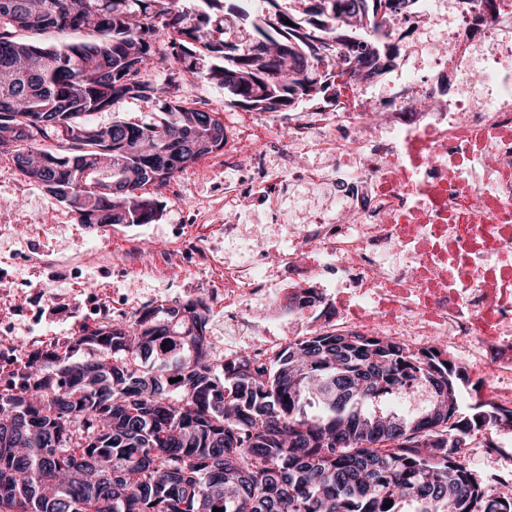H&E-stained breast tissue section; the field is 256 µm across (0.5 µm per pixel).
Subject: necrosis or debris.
<instances>
[{
  "mask_svg": "<svg viewBox=\"0 0 512 512\" xmlns=\"http://www.w3.org/2000/svg\"><path fill=\"white\" fill-rule=\"evenodd\" d=\"M389 27L413 39L385 96L356 82L262 123L254 150L224 157L242 170L224 211L275 215L299 187L302 221L272 258L288 263L296 337L448 342L468 351L479 396L512 409V0H417ZM272 274L225 269V300L266 294Z\"/></svg>",
  "mask_w": 512,
  "mask_h": 512,
  "instance_id": "1",
  "label": "necrosis or debris"
}]
</instances>
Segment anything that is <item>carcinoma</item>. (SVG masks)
I'll return each mask as SVG.
<instances>
[{
    "label": "carcinoma",
    "mask_w": 512,
    "mask_h": 512,
    "mask_svg": "<svg viewBox=\"0 0 512 512\" xmlns=\"http://www.w3.org/2000/svg\"><path fill=\"white\" fill-rule=\"evenodd\" d=\"M0 0V155L83 215L81 224H148L176 174L224 148V123L178 95L164 59L224 89L227 105L279 112L336 99L332 57L350 73L393 64L385 30L414 0ZM290 20L293 25L285 24ZM81 40L48 45L39 36ZM154 99L161 121L87 117ZM116 199L97 190L103 159ZM203 300L146 307L123 323L27 350L0 368V512H512V481L480 479L462 445L512 428V409H462L464 367L436 346L319 333L258 364L217 360ZM89 357L72 361L79 348ZM177 382H171V379ZM427 390L406 416L397 396ZM321 414L310 418L305 403ZM119 477L106 487L101 469ZM391 504L388 509L385 504Z\"/></svg>",
    "instance_id": "carcinoma-1"
}]
</instances>
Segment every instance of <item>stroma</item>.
Here are the masks:
<instances>
[{
	"mask_svg": "<svg viewBox=\"0 0 512 512\" xmlns=\"http://www.w3.org/2000/svg\"><path fill=\"white\" fill-rule=\"evenodd\" d=\"M188 103L218 113L234 129L258 115L227 106L222 88L186 75L179 86ZM237 171L223 152L180 172L161 190L159 217L149 224H82L42 186L26 180L0 155V366L33 345L76 336L83 325L121 321L147 306L206 300L207 337L216 358L248 339L284 340L288 321L268 299L241 305L243 322L227 320L224 266L263 264L266 255L288 251V227L273 223L264 208L239 212L267 246L224 232V186ZM495 446L471 443L466 458L479 478L512 470V430L494 434Z\"/></svg>",
	"mask_w": 512,
	"mask_h": 512,
	"instance_id": "obj_1",
	"label": "stroma"
}]
</instances>
